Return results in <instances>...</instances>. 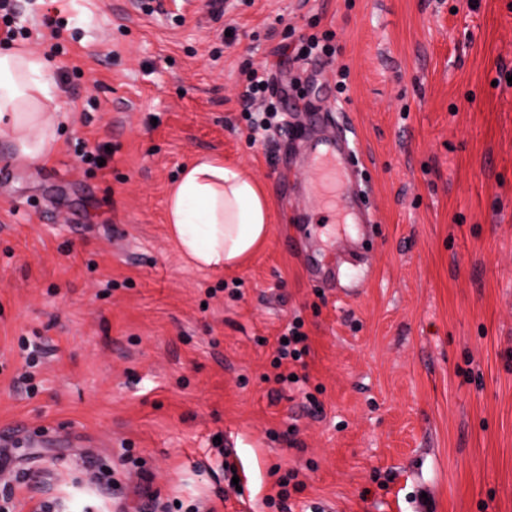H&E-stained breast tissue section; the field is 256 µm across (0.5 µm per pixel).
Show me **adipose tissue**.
Masks as SVG:
<instances>
[{
  "label": "adipose tissue",
  "mask_w": 512,
  "mask_h": 512,
  "mask_svg": "<svg viewBox=\"0 0 512 512\" xmlns=\"http://www.w3.org/2000/svg\"><path fill=\"white\" fill-rule=\"evenodd\" d=\"M59 121L45 60L23 48L0 49V134L17 159L49 157ZM271 211L270 196L247 168L202 156L180 171L167 195L168 237L187 266L234 271L268 240Z\"/></svg>",
  "instance_id": "1"
}]
</instances>
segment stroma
Masks as SVG:
<instances>
[{
    "label": "stroma",
    "mask_w": 512,
    "mask_h": 512,
    "mask_svg": "<svg viewBox=\"0 0 512 512\" xmlns=\"http://www.w3.org/2000/svg\"><path fill=\"white\" fill-rule=\"evenodd\" d=\"M135 2L17 0L61 119L43 162L0 136V503L277 512L292 472L286 512H512V0H240L217 21L207 0ZM310 34L334 65L281 62ZM246 64L296 86L287 129L257 142ZM326 99L372 223L315 220ZM99 146L104 166L84 163ZM202 154L274 203L224 274L185 267L166 233L167 189ZM295 317L309 381L282 385ZM227 459L254 466L248 496ZM103 466L119 501L89 483ZM303 323L299 318H295L288 323L284 331L277 337L276 356L272 360V367L280 369L288 360L296 363L300 362L305 368L304 358L308 356L310 346L308 335L302 331ZM299 334V337H295ZM288 339V343H282V340Z\"/></svg>",
    "instance_id": "stroma-1"
}]
</instances>
